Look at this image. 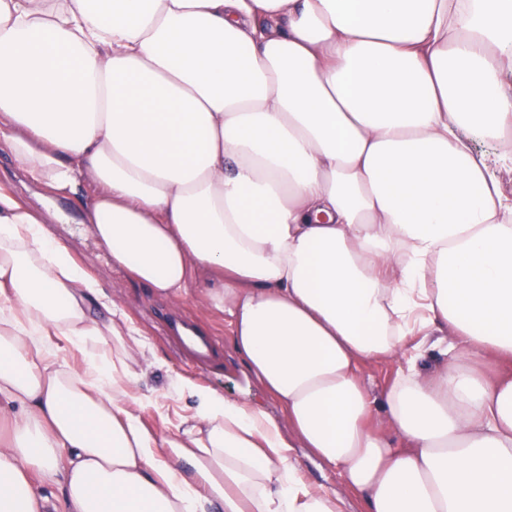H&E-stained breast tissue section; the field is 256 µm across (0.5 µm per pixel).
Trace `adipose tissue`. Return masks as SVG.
I'll return each instance as SVG.
<instances>
[{"label": "adipose tissue", "mask_w": 512, "mask_h": 512, "mask_svg": "<svg viewBox=\"0 0 512 512\" xmlns=\"http://www.w3.org/2000/svg\"><path fill=\"white\" fill-rule=\"evenodd\" d=\"M509 66L512 0H0V147L268 399L149 428V338L0 187V512H512Z\"/></svg>", "instance_id": "1"}]
</instances>
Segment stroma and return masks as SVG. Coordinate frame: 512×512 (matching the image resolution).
Returning <instances> with one entry per match:
<instances>
[{"instance_id": "35a3bbf8", "label": "stroma", "mask_w": 512, "mask_h": 512, "mask_svg": "<svg viewBox=\"0 0 512 512\" xmlns=\"http://www.w3.org/2000/svg\"><path fill=\"white\" fill-rule=\"evenodd\" d=\"M53 230L68 240L83 264L97 273L108 295L128 312L134 325L149 337L154 347L158 364L147 369L133 389L134 397L144 403L141 415L147 424L161 430L189 415V401H178L168 395L170 382L175 377L192 379L232 396L247 389L253 401L264 403V395L249 387L243 366L232 349L223 316L204 304L198 289H191L177 302L163 299L113 271L90 233L69 235L64 224L54 225ZM180 318L193 322L217 340L219 353L211 365L191 360L172 339L170 323Z\"/></svg>"}]
</instances>
